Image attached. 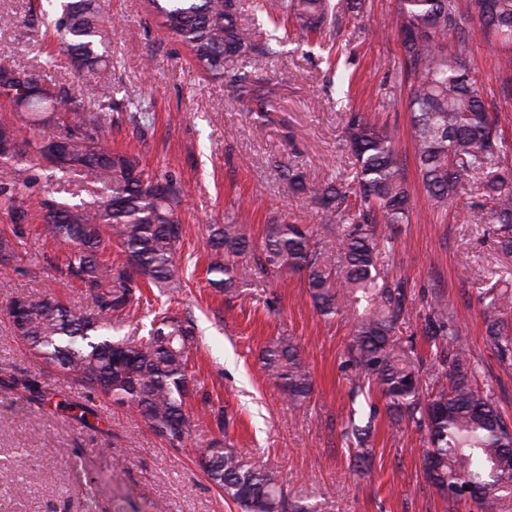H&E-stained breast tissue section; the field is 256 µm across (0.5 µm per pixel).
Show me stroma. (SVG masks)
Instances as JSON below:
<instances>
[{"label": "stroma", "instance_id": "1", "mask_svg": "<svg viewBox=\"0 0 512 512\" xmlns=\"http://www.w3.org/2000/svg\"><path fill=\"white\" fill-rule=\"evenodd\" d=\"M45 0H0L14 25L0 28V51L14 63L66 87L79 109L94 108L97 93L75 71L56 62L55 45L42 36ZM398 0H368L348 70V102H341L319 48L295 43L273 60H246L243 70L275 89L264 114L243 108L226 80L198 74L185 49L159 26L148 0H111L122 16L112 31L115 99L141 97L155 114L146 132L113 126L110 144L140 154L148 169L180 179L179 217L185 237L178 254L186 289L179 309L191 313L196 346L192 369L201 387L191 401L192 427L179 447L153 434L146 421L86 389L59 368L35 358L13 336L14 296L54 290L83 309L76 284L52 265L66 249L39 217L45 190L60 199L94 201L104 190L81 172L50 176L46 167L17 172L0 164V181L24 177L28 221L19 258L0 288V512H238L208 480L198 459L218 436L260 460L320 512H476L443 502L423 470L424 442L416 429L396 432L380 395L351 396L345 365L350 327L327 322L312 307L300 276L255 279L241 295L207 283L202 240L206 227L241 209L253 232L272 218L319 225L310 200L289 193L278 167L296 165L311 183L346 175L352 155L344 136L346 107L374 123L395 126L406 159L405 177L415 205L384 262L408 281L414 318L400 336L411 343L425 374L438 363L428 347L423 315L442 297L458 330L457 345L472 359L478 382L512 424V354L485 337L486 313L477 293L490 283L512 291V253L503 252L496 225L473 217L485 200L473 180L468 206L440 213L421 183L410 137L406 88L391 89L400 55ZM497 45L474 32L467 67L485 87L499 84ZM280 336L293 338L310 368L308 403H289L265 377L262 349ZM231 421L218 431L211 412ZM370 425L369 474L353 475L344 438L349 422Z\"/></svg>", "mask_w": 512, "mask_h": 512}]
</instances>
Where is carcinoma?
I'll return each instance as SVG.
<instances>
[{
    "mask_svg": "<svg viewBox=\"0 0 512 512\" xmlns=\"http://www.w3.org/2000/svg\"><path fill=\"white\" fill-rule=\"evenodd\" d=\"M161 27L191 55L204 74L228 77L237 101L263 106L271 90L237 69L249 58L279 56L293 37L317 36L325 62L335 71L336 53L358 38L348 29L367 8L366 0H257L261 22L240 17L238 0H150ZM49 33L61 55L89 76L99 98L112 102V56L105 0H48ZM502 45L512 44V0H398L402 55L398 80L407 84L414 157L423 188L436 209L468 198L470 179L482 180L488 220L499 225L501 243L512 249V165L509 147L489 112L484 87L465 66L474 27ZM500 95L512 96V54L497 56ZM0 97L25 122L43 129L41 139L66 141L68 159L57 163L40 149L23 148L15 124L0 120V163L43 162L61 173L92 171L105 192L91 208L49 191L39 203L42 219L59 242L69 245L60 272L81 283L86 309L76 311L56 293L16 296L10 317L14 334L43 361L76 379L91 394L129 406L155 434L178 446L190 426L186 399L198 379L189 372L195 341L193 321L171 309L182 294L178 250L184 237L178 208L179 179L144 168L139 157L109 146L112 124L142 129L154 121L150 103L129 98L112 114L79 111L66 88L41 80L0 53ZM345 136L354 160L348 179L332 178L311 188L301 171L281 169L295 195L309 196L322 215L321 229L272 220L253 236L248 220L234 212L224 223L207 225L203 245L208 283L235 293L252 277L297 274L313 308L324 319H347L352 336L348 364L351 389L377 392L395 429L413 425L425 433V472L449 503L471 500L491 512H512V431L492 396L475 383L476 372L457 346L448 306L436 298L426 314V334L443 370L425 377L412 349L397 336L412 315L407 279L388 274L380 254L400 225L409 221L413 200L394 128L369 122L356 109L345 116ZM26 181H0V207L14 224L0 231V267L8 269L22 244ZM389 235L376 237L375 225ZM115 259L105 258L112 245ZM158 289L155 302L143 287ZM488 309L486 336L501 351L512 332L500 317L512 309V294L496 284L478 292ZM159 304L154 308L153 304ZM147 309V335L136 343L112 340V321ZM263 369L288 402L302 404L313 393L311 370L290 337L268 343ZM212 483L240 512H318V506L288 492L280 478L258 460L222 440L201 455Z\"/></svg>",
    "mask_w": 512,
    "mask_h": 512,
    "instance_id": "1",
    "label": "carcinoma"
}]
</instances>
